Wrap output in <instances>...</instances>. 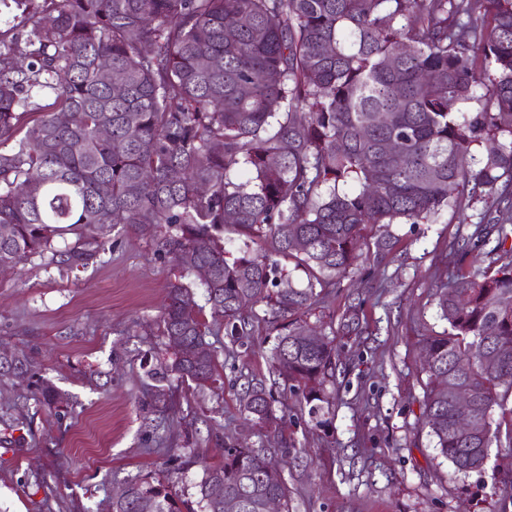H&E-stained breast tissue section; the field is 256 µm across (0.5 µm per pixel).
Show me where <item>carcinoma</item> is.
<instances>
[{"label":"carcinoma","instance_id":"carcinoma-1","mask_svg":"<svg viewBox=\"0 0 512 512\" xmlns=\"http://www.w3.org/2000/svg\"><path fill=\"white\" fill-rule=\"evenodd\" d=\"M0 1L25 21L0 30V227L10 228L1 265L48 254L83 268L118 225L163 227L155 255L180 271L163 334L198 352L151 378L215 381L188 280L205 266L199 285L224 333L244 335L246 309L266 305L264 321L280 330L274 368L315 415L336 354L325 336L300 338L316 288L362 261L369 226L424 224L464 198L485 202L487 226L449 249L463 257L494 232L490 263L435 286L448 330L419 344L432 361L423 416L461 474L473 471L474 449L512 447V261L502 262L512 256V0ZM103 59L120 85L100 79ZM229 213L246 237H271L272 250L229 257ZM66 234L74 244L55 249ZM281 257L304 270V287H281ZM34 370L23 353L0 363V381ZM459 384L474 393L468 411L449 390ZM34 397L59 415L53 385L40 382ZM273 402L251 383L243 411L273 424ZM497 408L483 437L455 434L459 417ZM198 493L206 512H227L228 499L236 512H265L270 498L289 512L282 472L261 449H224L204 464ZM145 497L156 512H180L169 484L142 480L112 512H140Z\"/></svg>","mask_w":512,"mask_h":512}]
</instances>
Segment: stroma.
I'll return each instance as SVG.
<instances>
[{"label": "stroma", "mask_w": 512, "mask_h": 512, "mask_svg": "<svg viewBox=\"0 0 512 512\" xmlns=\"http://www.w3.org/2000/svg\"><path fill=\"white\" fill-rule=\"evenodd\" d=\"M483 204L461 205L426 224L374 226L395 245L324 289L305 319L337 347L329 405L310 416L271 365L276 328L253 307L248 336L223 328L208 337L218 354L215 382L177 379L170 406L144 404L149 369L171 362L161 307L178 269L154 254L156 230L127 224L87 268L59 272L32 257L0 274V344L31 354L35 377L0 384V512H112V495L134 478L169 481L186 512H203V465L245 442L280 465L291 512H512V450L491 448L483 471L461 474L423 424L427 376L419 342L447 327L434 284L453 264L452 241L470 237ZM360 300V331L339 324ZM52 383L67 414L29 406L5 423L35 380ZM263 380L277 430L240 412L247 381Z\"/></svg>", "instance_id": "stroma-1"}]
</instances>
